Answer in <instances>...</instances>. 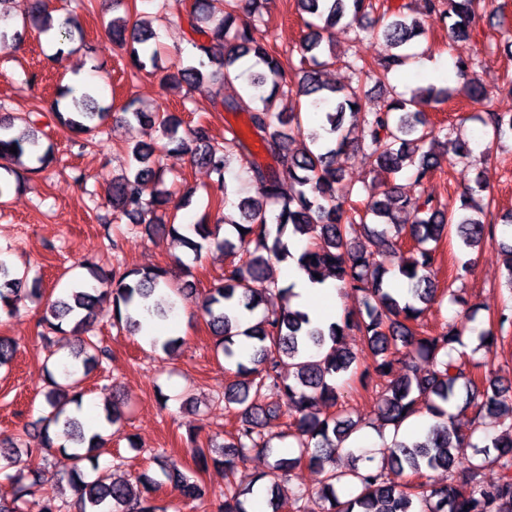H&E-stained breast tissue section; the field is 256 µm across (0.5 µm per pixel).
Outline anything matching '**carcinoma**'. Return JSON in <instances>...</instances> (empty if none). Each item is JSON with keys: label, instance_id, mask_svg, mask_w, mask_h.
<instances>
[{"label": "carcinoma", "instance_id": "carcinoma-1", "mask_svg": "<svg viewBox=\"0 0 512 512\" xmlns=\"http://www.w3.org/2000/svg\"><path fill=\"white\" fill-rule=\"evenodd\" d=\"M308 32L297 47L300 67L285 66L267 43L255 38L256 23L262 21L261 0H193L184 22L190 29L192 53L176 70L159 67L154 47L156 34L126 17L107 23L113 42L127 51L131 76L147 72L160 84L187 85L191 91L205 92L226 112H245L247 131L227 129L224 143L212 144L202 123L181 128V122L164 109L145 112L131 99L124 115L137 122L148 120L161 133L168 152L183 153L208 168L223 187L224 173L236 160L256 189V196L240 200L239 218L221 217L208 223L202 217L193 225L199 240L181 233L175 218H166L171 203L169 193L159 188L163 171L156 149L147 143L129 147L135 170L112 184L110 205L116 219H127L129 230L148 236L168 234L173 240L198 254L203 244L238 256L205 294L201 310L216 336L217 349L227 359L234 357L233 338L243 335L253 341L250 365L236 363L238 380L224 388V408L236 413L230 439L209 447L224 448L219 458H209L206 449L194 450L198 469L209 464L224 468L223 497L212 500L195 480L161 451L155 455L167 481L179 491L178 500L158 503L159 483L146 474L137 483L116 481L107 475L88 480L83 462L101 447L99 434L86 436L84 425L68 414V406L81 401L82 382L89 371L103 367L111 358L97 336L95 323L100 315L97 303L112 299V317L131 334H138L139 302L147 301L161 288L176 296L192 293L189 283L175 284L163 267L128 268L118 262L107 270L93 259L81 264L86 275L65 294L48 304L40 319L39 339L46 351L44 369L48 388L43 393L45 412L38 420L40 447L29 452H49L56 447V428L74 444L67 453L71 467L56 481L55 492L43 499L42 512H247L246 500L235 482L237 465L252 455H273L266 429L281 424L280 437L295 441L298 453L280 457L258 479L278 484L300 464L325 473L318 496L329 504L327 512H512V386L492 378L481 379L473 372L479 364L464 359L454 344L468 331L477 309L465 307L461 319L435 332L421 321L437 300L435 254L450 235L463 246L474 249L495 241L492 230L481 220L490 203L475 199L484 191L480 181L469 189L459 207L446 206L432 197H408L398 187L385 185L381 191L343 182L341 158L362 151L376 170L391 175L413 168L415 182L429 179L437 165L436 151L448 141V129L426 118L425 107L446 103L457 88L430 85L410 97L396 91L395 72L409 59L420 55L417 38L422 34L411 7L402 3L377 13L376 0H296ZM448 6L453 41L469 38L476 19L488 0H423L425 12L437 13ZM378 14L371 34L383 39L394 52L376 63L366 64L352 53L345 64L356 75L354 85H331L322 80L324 71L334 66L336 27ZM31 27L46 33L53 28L45 0H30ZM58 33L70 42L83 38L71 13L58 24ZM253 60V79L237 96L222 94L224 86L237 80V65ZM388 89L384 110L367 109L368 83ZM320 112L323 123L317 129L305 127V113ZM54 111L60 124L76 134L98 135L111 115L87 88L68 86L59 92ZM39 109L0 121V161H18L27 148L39 145L34 130ZM492 128L497 141L512 138V115L488 112L482 119ZM361 125L357 142L348 138L346 124ZM258 143L275 165L262 166L253 157L250 142ZM300 142L293 150L291 144ZM16 146L17 153L9 152ZM292 191L282 192L284 183ZM368 194L366 206L357 207L358 198ZM364 231L371 249L356 244ZM305 241L297 257L309 275L332 277L343 292L361 298L362 308L348 311L327 328L310 326L306 313L290 306L291 291L269 280L271 261L286 262L293 254L287 236ZM412 269H407V266ZM410 283L411 300L401 302L384 287L391 269ZM32 293L27 276L12 272L0 262V313L14 316ZM257 315L255 323L240 330L238 313ZM356 331L366 337L373 353L374 370L386 380L377 419L394 431L408 418L426 411L439 419L424 436L393 438L377 452H363L366 465L348 470L336 468L344 451L343 443L355 432L356 424L342 419L336 411L340 398L339 380L358 361L357 354L343 347L345 336ZM69 334L76 340L71 351L83 369L64 370V381L56 377L59 350L56 337ZM293 375L282 374L285 360ZM424 359L432 369L424 375L402 374L396 365ZM500 415L511 423L489 436L485 419ZM488 443L479 450V461L470 463L462 474L455 471L462 446L476 448L477 433ZM0 471L8 475L11 493L0 495V512H22L20 503L45 485L40 471H27L16 459L0 454ZM495 463L501 470L498 481L487 483L485 467ZM443 469L448 479L438 485L421 481L427 469Z\"/></svg>", "mask_w": 512, "mask_h": 512}]
</instances>
